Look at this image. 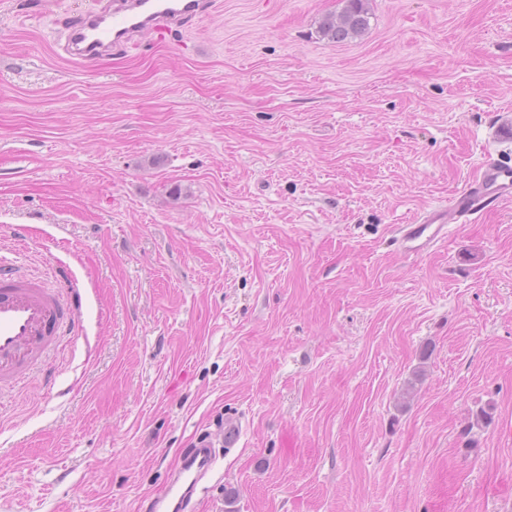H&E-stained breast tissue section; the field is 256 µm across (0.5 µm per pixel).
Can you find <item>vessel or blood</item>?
<instances>
[{
	"instance_id": "vessel-or-blood-1",
	"label": "vessel or blood",
	"mask_w": 512,
	"mask_h": 512,
	"mask_svg": "<svg viewBox=\"0 0 512 512\" xmlns=\"http://www.w3.org/2000/svg\"><path fill=\"white\" fill-rule=\"evenodd\" d=\"M210 0H100L97 9L76 11L62 35V49L91 67L108 52L149 33H167L207 14ZM512 199V166L488 158L447 205L425 209L395 227L393 241L409 256L427 253L454 224L471 221L503 200ZM74 285L48 288L21 277L0 258V389L25 381L45 362L64 335L77 336ZM215 457L207 437L188 449L167 483L165 495L151 499V512H190L193 493L210 474Z\"/></svg>"
}]
</instances>
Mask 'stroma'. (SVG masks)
<instances>
[{
	"label": "stroma",
	"mask_w": 512,
	"mask_h": 512,
	"mask_svg": "<svg viewBox=\"0 0 512 512\" xmlns=\"http://www.w3.org/2000/svg\"><path fill=\"white\" fill-rule=\"evenodd\" d=\"M70 4L0 0V255L83 301L0 391V512H149L228 417L195 512H512V202L392 242L512 165V0H214L91 68ZM345 3L340 12L328 16L321 24L323 35L336 42L359 36L368 27L367 0H346ZM512 199V166L490 157L448 205L425 209L409 224L395 227L394 245L406 255L421 256L448 237L451 224L470 222L491 206Z\"/></svg>",
	"instance_id": "stroma-1"
}]
</instances>
